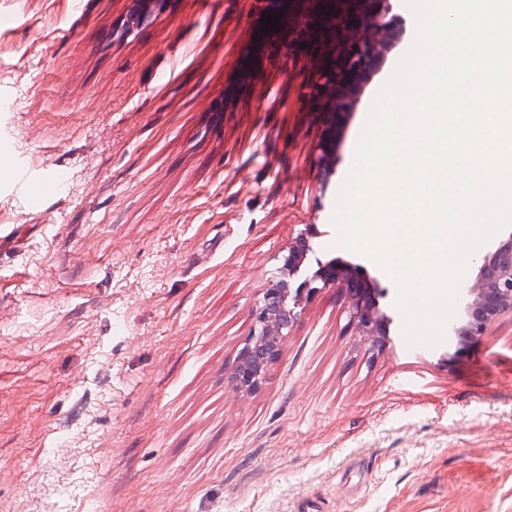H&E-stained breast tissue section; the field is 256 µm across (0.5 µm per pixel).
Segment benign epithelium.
<instances>
[{
  "mask_svg": "<svg viewBox=\"0 0 512 512\" xmlns=\"http://www.w3.org/2000/svg\"><path fill=\"white\" fill-rule=\"evenodd\" d=\"M317 253L316 245L303 233L299 248L288 256L273 286L266 289L255 304L252 329L231 374L237 387L252 389L263 379L268 367L278 358L282 341L288 336L289 326L297 318L302 298L322 287L335 283L360 282L363 268L341 264L333 273L315 272L310 278H299L302 264ZM378 288H356L352 302L354 319L367 333L371 346L391 344L386 325L390 318L380 310ZM512 317V232L490 255L482 259L475 282L460 284L455 317L448 323L449 345L460 350L484 335L494 320Z\"/></svg>",
  "mask_w": 512,
  "mask_h": 512,
  "instance_id": "7a95c632",
  "label": "benign epithelium"
}]
</instances>
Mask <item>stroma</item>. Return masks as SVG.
Listing matches in <instances>:
<instances>
[{
	"label": "stroma",
	"instance_id": "1",
	"mask_svg": "<svg viewBox=\"0 0 512 512\" xmlns=\"http://www.w3.org/2000/svg\"><path fill=\"white\" fill-rule=\"evenodd\" d=\"M348 8L0 0V142L63 178L30 202L0 166V512H512V317L454 356L399 342L395 283L331 223L366 119L333 99L361 71L335 28L287 47L241 22ZM304 231L385 289L395 342L322 288L238 389Z\"/></svg>",
	"mask_w": 512,
	"mask_h": 512
}]
</instances>
